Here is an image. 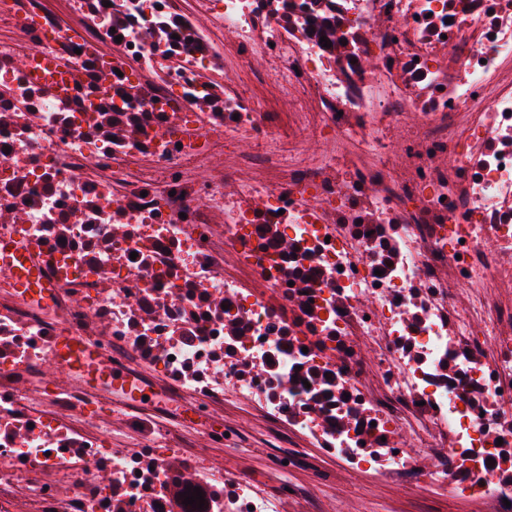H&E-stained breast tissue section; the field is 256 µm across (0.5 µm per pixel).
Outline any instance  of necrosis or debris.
<instances>
[{
  "label": "necrosis or debris",
  "mask_w": 512,
  "mask_h": 512,
  "mask_svg": "<svg viewBox=\"0 0 512 512\" xmlns=\"http://www.w3.org/2000/svg\"><path fill=\"white\" fill-rule=\"evenodd\" d=\"M2 240L0 512H315L47 384L64 328L512 512V0H0Z\"/></svg>",
  "instance_id": "1"
}]
</instances>
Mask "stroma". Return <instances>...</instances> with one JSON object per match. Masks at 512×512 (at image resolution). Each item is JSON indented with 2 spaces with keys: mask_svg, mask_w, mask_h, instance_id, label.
Here are the masks:
<instances>
[{
  "mask_svg": "<svg viewBox=\"0 0 512 512\" xmlns=\"http://www.w3.org/2000/svg\"><path fill=\"white\" fill-rule=\"evenodd\" d=\"M189 418L202 431L232 428L223 446L205 448L210 463L247 473L271 489L285 482L314 489L326 512H471L464 501L430 486L404 488L367 476H333L330 463L315 469L274 468L262 425L242 406L225 405L220 417L193 412Z\"/></svg>",
  "mask_w": 512,
  "mask_h": 512,
  "instance_id": "stroma-1",
  "label": "stroma"
}]
</instances>
